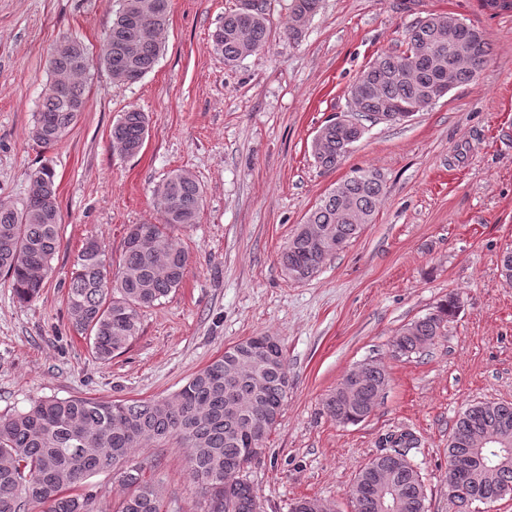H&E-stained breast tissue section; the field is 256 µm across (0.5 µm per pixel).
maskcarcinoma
Masks as SVG:
<instances>
[{"mask_svg":"<svg viewBox=\"0 0 512 512\" xmlns=\"http://www.w3.org/2000/svg\"><path fill=\"white\" fill-rule=\"evenodd\" d=\"M170 0H123L105 34L100 59L114 78L137 82L150 73L165 45ZM267 0H239L224 13L212 34L214 50L233 64L264 49L269 40ZM320 0H292L288 37L301 38ZM455 21L451 15H429L407 31L406 49L384 53L369 64L350 86L356 115L368 121L386 112L397 113L435 95L448 66V44L441 33ZM473 65L455 73V83L474 80L487 62L488 43L474 27L462 33ZM89 54L82 43L64 39L51 51L48 82L32 137L45 148L55 146L85 110L82 77ZM149 117L130 109L112 126V144L122 155H137L148 134ZM352 133L338 121L323 125L312 142L316 162L333 169L345 157ZM30 193L21 206L0 202V275L17 299L38 298L52 271L59 245L61 215L56 200L55 174L47 166L30 173ZM384 193L381 175L356 169L324 197L284 246L280 263L289 278L308 281L324 259L345 249L373 221ZM204 190L191 173L172 171L155 190L158 222L134 224L124 241L122 265L112 273L105 251L88 239L76 260L68 284L70 319L86 334L93 355L102 362L125 349L140 329V311L161 303L182 283L188 252L175 231L197 218ZM323 236L318 249L311 233ZM459 300L450 295L436 310L402 328L391 341L394 352L409 355L447 335ZM275 355L251 344V339L227 348L194 374L180 390L158 399L105 402L89 397L48 398L29 409L0 417V512H98L95 497L81 493L92 475L113 472L129 489L121 512H162V490L143 479L142 466L131 463L137 448L161 447L174 440L188 449L187 461L200 495L202 512H258V496L245 469L253 460L250 448H264L277 424L288 395V363L278 339ZM239 377L236 397L242 410L225 409L224 382ZM355 399L337 390L325 400L327 414L341 423L370 416L368 404L384 391L388 376L377 361L366 362L349 375ZM493 432L507 465L492 473L476 462L468 475L471 489L481 498L512 495V403L485 401L467 407L448 437V456L454 458L470 440ZM238 490L224 496V482ZM355 512H425L426 491L420 471L402 455H381L359 470L349 489Z\"/></svg>","mask_w":512,"mask_h":512,"instance_id":"cac0c4a2","label":"carcinoma"}]
</instances>
